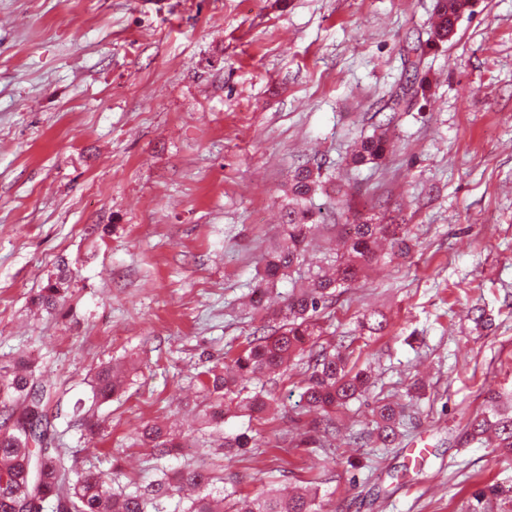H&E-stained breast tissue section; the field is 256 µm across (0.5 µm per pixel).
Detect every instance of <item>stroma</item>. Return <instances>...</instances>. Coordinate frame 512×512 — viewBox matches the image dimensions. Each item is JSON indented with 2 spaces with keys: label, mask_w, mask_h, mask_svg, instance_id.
I'll return each instance as SVG.
<instances>
[{
  "label": "stroma",
  "mask_w": 512,
  "mask_h": 512,
  "mask_svg": "<svg viewBox=\"0 0 512 512\" xmlns=\"http://www.w3.org/2000/svg\"><path fill=\"white\" fill-rule=\"evenodd\" d=\"M434 4L0 0V366L29 357L53 384L54 445L74 469L129 492L193 462L240 496L314 485L329 512H476L475 491L512 486V461L455 441L488 390L512 393V0H474L441 44ZM413 59L417 97L403 91ZM389 115L383 162L347 165ZM302 164L347 197H315L326 220L270 307L329 266L348 219L372 212L411 238L320 319L372 375L328 449L304 442L303 358L276 375V410L202 417L206 371L267 332L248 300ZM63 266L65 303L37 310ZM475 307L492 331L475 330ZM375 311L378 334L363 325ZM116 363L123 391L94 404L98 367ZM379 398L406 408L398 439L350 444ZM78 401L95 436L70 420ZM154 422L181 435L179 455L138 438ZM241 433L247 451L225 459Z\"/></svg>",
  "instance_id": "stroma-1"
}]
</instances>
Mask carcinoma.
Wrapping results in <instances>:
<instances>
[{
  "label": "carcinoma",
  "mask_w": 512,
  "mask_h": 512,
  "mask_svg": "<svg viewBox=\"0 0 512 512\" xmlns=\"http://www.w3.org/2000/svg\"><path fill=\"white\" fill-rule=\"evenodd\" d=\"M471 0H436L431 38L444 43L453 35L458 20L471 11ZM386 131L364 137L350 154L355 166L376 163L384 158ZM336 186L322 180L321 167H297L288 180L285 193L288 202L282 214V234L263 259L261 280L251 292L255 309H263V299L270 285L288 276L304 260L305 242L317 225L324 223L322 211L313 205V197L330 195ZM345 251L331 264V273L318 275L293 290L273 311L270 333L250 341L233 364L206 373L203 386L218 403L205 411L204 417H224V401L240 395L238 379L267 377L280 371L291 358L309 352L311 374L301 399L311 411L323 415L320 422L323 437L336 436V408L366 393L370 375L350 364L346 353L331 346H314L322 335L320 315L335 303L337 290L356 281L365 267L377 259L379 240L388 241L391 255L409 252V241L401 224H376L356 219L344 225ZM66 279L58 278L44 289L42 304L56 309L66 299ZM126 374L111 366L102 367L95 377L93 400L105 402L121 391ZM51 386L35 376L30 362L21 359L10 372L0 374V403L14 402L0 425V512H25L35 499L54 502L55 512H160L165 499L180 495L185 488L200 490L187 512H214L213 490L218 477L202 466L185 465L164 470L162 475L130 493H114L97 473L88 471L70 478L61 450L51 445L52 424L48 415ZM252 414H265L277 405L272 389L242 399ZM487 410L472 416L457 439L461 444L480 440L491 433L496 456L512 459V409L505 406L503 396L495 393L486 398ZM377 440L388 446L399 435L403 414L395 403L380 401L376 407ZM143 441L151 444L160 456L177 454L181 447L177 437L157 424H146L140 430ZM231 512H325L317 493L306 492L282 496L268 489L250 498H232Z\"/></svg>",
  "instance_id": "1"
}]
</instances>
